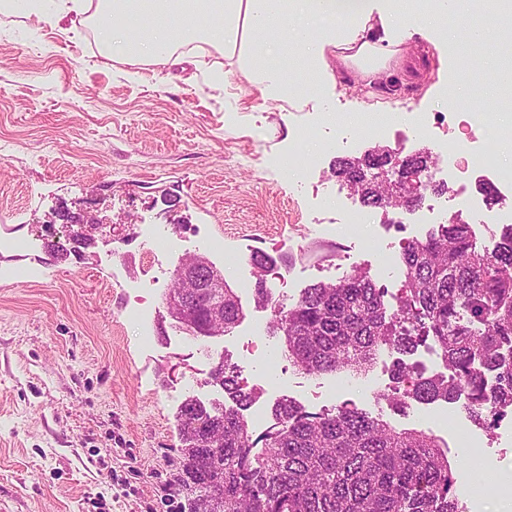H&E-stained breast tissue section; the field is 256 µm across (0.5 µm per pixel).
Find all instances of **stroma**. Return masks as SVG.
<instances>
[{"label": "stroma", "instance_id": "stroma-1", "mask_svg": "<svg viewBox=\"0 0 512 512\" xmlns=\"http://www.w3.org/2000/svg\"><path fill=\"white\" fill-rule=\"evenodd\" d=\"M481 21L478 0H455L444 20L453 46L441 45V30L408 29L399 64L366 76L329 58L320 89L263 112L256 88L220 49L173 78L159 64L102 55L87 15L53 27L20 11L0 14V238L36 243L0 251V512H184L168 464L184 400L173 388L222 357L247 376L239 346L259 311L239 277L253 272L255 253L287 267L292 296L362 267L396 303L405 236L381 209L356 232H338L360 202L344 193L334 164L369 148L354 123L361 113L389 118L385 145L425 149L435 161L437 140L414 134L411 117L487 113L494 123L475 145L504 155L512 112L500 111L486 64L501 39L470 50ZM210 66L226 71L224 84L208 83ZM452 84L467 91L466 106L445 101ZM302 128L314 143L297 141ZM292 154L309 168L305 185L283 166ZM142 224L162 225L182 248L151 258L137 235ZM372 236L390 243L383 257L362 250ZM207 237L224 241L223 253L208 255L238 291L244 318L213 338L203 359L164 294ZM22 268L34 277H12ZM130 280L151 288L146 337L126 317ZM394 358L382 351L363 373L370 391L317 400L311 390L334 387L338 374L285 363L284 396L311 413L346 402L397 428L426 430L415 409L399 411L380 395ZM433 407L448 409L485 452L486 468L472 477L463 449L447 448L464 512H512V491L501 485L512 477V433L476 427L456 403Z\"/></svg>", "mask_w": 512, "mask_h": 512}]
</instances>
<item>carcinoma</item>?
I'll return each mask as SVG.
<instances>
[{
    "label": "carcinoma",
    "mask_w": 512,
    "mask_h": 512,
    "mask_svg": "<svg viewBox=\"0 0 512 512\" xmlns=\"http://www.w3.org/2000/svg\"><path fill=\"white\" fill-rule=\"evenodd\" d=\"M425 151L375 146L359 157L336 160L334 174L362 193L364 206L401 208L410 192L387 185L378 196L366 175L376 166L418 175L428 167ZM404 294L389 310L364 269L343 281L316 283L292 306L279 307L271 335L289 361L308 375L362 372L385 348L407 353L430 339L454 377H425L400 361L392 379L413 380L395 392L407 400L455 401L465 396L467 418L494 428L512 414V226L501 230L493 252L475 245V226L451 219L424 240L402 247ZM193 324L231 330L244 316L231 288L224 289V323H212L205 301L187 293ZM493 373L497 387L485 388ZM220 389L246 407L229 367L218 372ZM177 482L191 495L189 512H463L455 477L440 440L422 431L398 430L388 422L342 406L311 414L285 399L274 408L280 428L264 436L263 457L248 422L236 409L219 410L188 397L179 410Z\"/></svg>",
    "instance_id": "1"
}]
</instances>
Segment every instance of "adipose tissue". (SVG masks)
I'll list each match as a JSON object with an SVG mask.
<instances>
[{
	"instance_id": "adipose-tissue-1",
	"label": "adipose tissue",
	"mask_w": 512,
	"mask_h": 512,
	"mask_svg": "<svg viewBox=\"0 0 512 512\" xmlns=\"http://www.w3.org/2000/svg\"><path fill=\"white\" fill-rule=\"evenodd\" d=\"M26 3L29 15L51 24L96 9L103 54L158 61L171 70L222 47L266 101L287 94V59H298L307 78L319 83L328 76L326 54L334 50L362 72H374L395 58L397 32L411 24L438 27L448 12V0H426L410 17L403 0H56L52 11L45 0ZM298 15L317 30L293 26Z\"/></svg>"
}]
</instances>
